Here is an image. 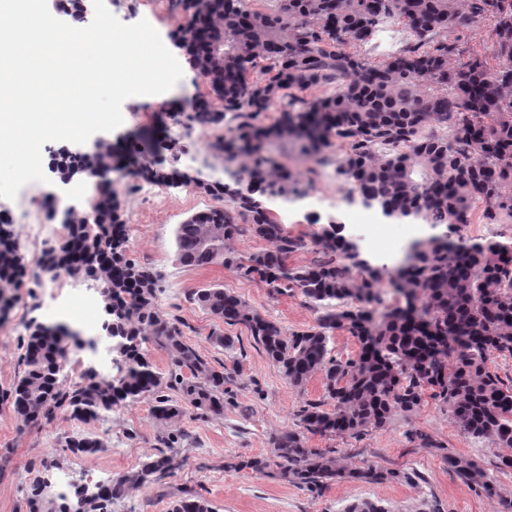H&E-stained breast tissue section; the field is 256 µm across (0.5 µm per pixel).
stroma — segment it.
<instances>
[{"instance_id":"obj_1","label":"stroma","mask_w":512,"mask_h":512,"mask_svg":"<svg viewBox=\"0 0 512 512\" xmlns=\"http://www.w3.org/2000/svg\"><path fill=\"white\" fill-rule=\"evenodd\" d=\"M404 30V25L396 21L383 24L369 42L355 46L354 51L372 62L385 60L405 46ZM205 92L204 84L191 69H184L170 91L126 99L122 105L124 122L107 137L125 147L120 168L128 177L116 189L124 201L129 257L160 273L158 306L162 314L183 321L187 340L211 364L233 369L234 383L223 415L201 418L191 409L178 422L183 434L179 468L159 483L116 502L112 512H170L173 501L187 490L203 494L213 512H344L347 505L362 500L382 504L390 512H506V504H512V470L496 468L503 449L461 434L446 409L429 398L416 412L395 415L385 428L360 437L310 439L312 447L334 450L343 465L397 469L408 473L409 481L365 483L344 479L317 496L285 481L277 468L260 472L247 468L248 460L268 452L271 435L293 428L295 415L305 402L322 398L323 380L317 374L303 388L290 385L241 325L224 327V334L235 340L234 352L225 353L211 342L209 335L216 323L193 301L192 293L213 283L222 284L289 334L314 326L318 313L300 293L278 295L220 266L193 268L178 263L177 225L215 206V198L192 185L166 188L161 204L155 206L142 193L144 180L131 177L134 162L142 159L150 163L161 160L163 165L200 174L208 182H227L232 173L244 175V168L238 164L225 169L224 154L215 147L217 139L230 136L233 121L190 131L183 118L175 114L177 104L192 105ZM268 152L300 176L301 194L288 204L293 218L287 227L292 235L303 237L308 246L293 254L290 262L308 264L316 256L311 241L320 230L312 217L317 214L325 220L340 216L344 206L337 197L347 185L341 176L311 172L309 162L297 159V147L291 142L271 143ZM316 186L331 202L314 213L308 195ZM28 203L40 204L46 222L57 225L61 219L53 214L55 205L81 208L86 199L70 196L68 187L54 173L48 182L23 186L15 199L0 198V211L13 214L12 228L20 242L25 239L26 226L19 209ZM483 210V203H474L469 223L453 229L439 225L429 228L427 235L454 243L489 239L512 242V220L485 223ZM416 230V225L394 224L377 215L368 224L344 225L343 234L358 241L363 257L372 265L389 271L404 258L403 253L390 252L391 242L399 239L411 244ZM86 292V286H73L65 277L55 282L33 275L25 287L17 289L16 298L24 304L27 320L65 322L83 335L92 336L98 332L100 315L80 317L73 306ZM152 406V400L143 398L88 423L59 410L49 424L32 427L23 425L9 403L0 400V512H28L27 498L35 480L48 482L49 496L62 495L70 500L76 487H90L116 477L158 454L159 427ZM80 434L102 438L104 448L87 456L72 454L65 441ZM451 455L467 457L493 474L498 498L490 500L476 494L449 471L447 458Z\"/></svg>"}]
</instances>
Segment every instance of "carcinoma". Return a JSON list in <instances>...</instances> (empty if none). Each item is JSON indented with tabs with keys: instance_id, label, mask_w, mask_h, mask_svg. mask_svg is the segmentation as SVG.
Returning <instances> with one entry per match:
<instances>
[{
	"instance_id": "1",
	"label": "carcinoma",
	"mask_w": 512,
	"mask_h": 512,
	"mask_svg": "<svg viewBox=\"0 0 512 512\" xmlns=\"http://www.w3.org/2000/svg\"><path fill=\"white\" fill-rule=\"evenodd\" d=\"M186 24L176 34L189 66L208 92L193 103L189 128L236 121L224 142L229 164L248 156L250 181L204 183L174 165L140 164L138 179L166 187L193 185L222 201L177 225L176 260L187 267L220 265L284 295L298 292L320 311L316 325L287 335L235 292L220 284L199 288L193 301L215 320L244 326L289 384L302 388L322 376L324 399L305 403L295 428L271 437L270 454L246 462L262 471L272 465L283 479L321 494L340 479L411 480L397 470L373 466L345 469L326 448H311V436L357 437L382 429L398 413H412L425 397L440 402L460 433L490 447L512 448V378L488 367L494 354L512 357V246L496 240L472 245L421 243L414 259L391 282L405 305L381 311L387 273L367 271L348 252L345 237L327 223L313 239L319 257L304 266L288 263L307 246L270 216L266 202L300 194L288 167L261 153L270 138L297 139L307 154L324 161L322 149L346 146L338 173L353 191L425 224L468 223L471 205L484 203L483 219H512V0H277L267 10L246 0H176ZM401 21L416 42L383 61L347 50L366 42L377 27ZM492 28V52L463 47L447 33L459 22ZM336 93L307 99L319 84ZM281 106L272 124L267 112ZM439 128L443 133L437 134ZM64 154L54 167L61 178L112 172V143L99 145L74 165ZM95 208L62 212L63 242L44 253L43 268L93 282L106 320L120 341L117 376L90 369L71 386L60 378L67 340L63 324L27 326L23 370L7 400L26 426L49 422L58 409L89 422L126 402L150 397L164 450L139 467L94 490L75 491L92 512H112L131 492L161 481L178 467L172 449L181 439L173 425L190 406L202 416L224 414L230 373L215 369L190 344L176 319L157 305L158 272L127 255L123 201L98 182ZM243 235L269 247L247 257L236 242ZM23 264L9 225L0 221V311L14 303ZM345 329L359 343L354 359L330 356L331 334ZM153 344L172 369L158 372L143 352ZM74 454L104 447L87 434L66 440ZM448 470L492 499L494 477L463 456L448 457ZM44 487L33 485L29 512H44ZM171 512H212L191 490Z\"/></svg>"
}]
</instances>
